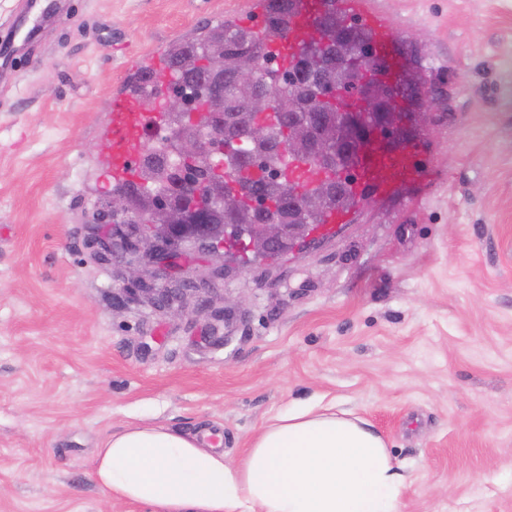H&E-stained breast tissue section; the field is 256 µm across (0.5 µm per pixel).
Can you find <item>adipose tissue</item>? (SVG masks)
Here are the masks:
<instances>
[{
    "label": "adipose tissue",
    "instance_id": "ef3b65f1",
    "mask_svg": "<svg viewBox=\"0 0 512 512\" xmlns=\"http://www.w3.org/2000/svg\"><path fill=\"white\" fill-rule=\"evenodd\" d=\"M214 437L208 428L126 426L98 448L92 478L149 512H398L406 478L365 420L289 410L236 465Z\"/></svg>",
    "mask_w": 512,
    "mask_h": 512
}]
</instances>
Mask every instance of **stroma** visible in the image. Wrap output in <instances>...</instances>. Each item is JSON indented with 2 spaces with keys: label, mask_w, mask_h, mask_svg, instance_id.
I'll list each match as a JSON object with an SVG mask.
<instances>
[{
  "label": "stroma",
  "mask_w": 512,
  "mask_h": 512,
  "mask_svg": "<svg viewBox=\"0 0 512 512\" xmlns=\"http://www.w3.org/2000/svg\"><path fill=\"white\" fill-rule=\"evenodd\" d=\"M424 91L426 195L357 210L286 255L230 244L202 342L196 296L173 319L121 301L125 263L87 261L108 101L131 61L199 36L243 0H68L36 61L0 77V512H146L108 499L96 449L137 423L224 432L238 464L274 416L333 405L382 435L408 477L400 512H512V0H371Z\"/></svg>",
  "instance_id": "35a3bbf8"
}]
</instances>
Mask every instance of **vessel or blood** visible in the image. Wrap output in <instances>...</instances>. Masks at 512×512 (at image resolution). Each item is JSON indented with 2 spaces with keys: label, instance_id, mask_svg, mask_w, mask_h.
<instances>
[{
  "label": "vessel or blood",
  "instance_id": "b4317fda",
  "mask_svg": "<svg viewBox=\"0 0 512 512\" xmlns=\"http://www.w3.org/2000/svg\"><path fill=\"white\" fill-rule=\"evenodd\" d=\"M62 7V0H20L19 9L0 24V51L12 53L27 32H35ZM357 19L371 34L374 80L384 82L393 91L390 105L397 118L406 119L416 87L408 84L406 66L386 20L372 7L370 0H293L288 17V34L267 44V58L281 67L293 64L303 46L318 41V23L327 9ZM109 143L103 166L113 183L123 184L138 179L137 160L144 149L148 131L159 130L157 113L145 111L137 97H113L109 108ZM420 148L390 145L377 135L364 143L350 171L312 169L303 160L289 161L283 176L298 189H312L323 181L343 182L351 199L325 212L314 235H329L351 223L355 205H367L387 197L402 185L423 191L429 174L420 165Z\"/></svg>",
  "mask_w": 512,
  "mask_h": 512
}]
</instances>
